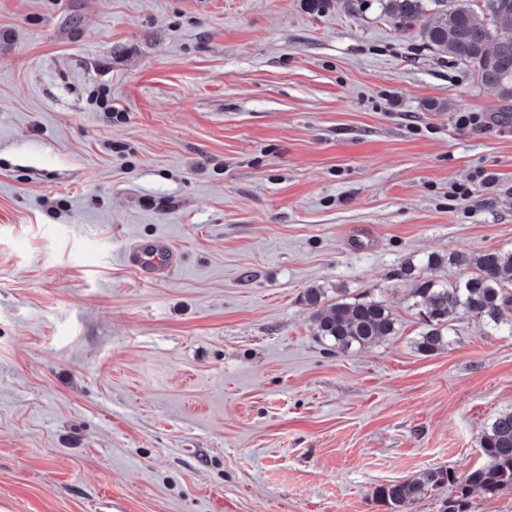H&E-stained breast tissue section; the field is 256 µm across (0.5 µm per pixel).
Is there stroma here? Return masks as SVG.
Listing matches in <instances>:
<instances>
[{"label": "stroma", "instance_id": "35a3bbf8", "mask_svg": "<svg viewBox=\"0 0 512 512\" xmlns=\"http://www.w3.org/2000/svg\"><path fill=\"white\" fill-rule=\"evenodd\" d=\"M505 106L344 0H0V512H386L480 464L512 335L420 354L399 270L512 250ZM312 286L399 335L332 349ZM127 263L151 279L163 277L176 263L174 251L164 242L135 243L124 252Z\"/></svg>", "mask_w": 512, "mask_h": 512}]
</instances>
